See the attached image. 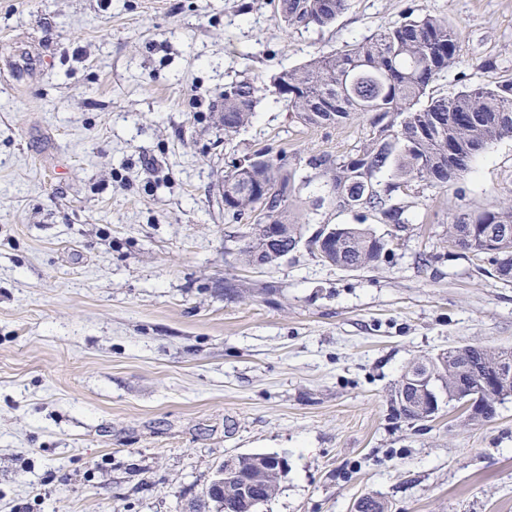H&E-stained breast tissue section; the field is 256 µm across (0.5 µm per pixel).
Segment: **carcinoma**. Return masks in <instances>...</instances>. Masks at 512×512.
<instances>
[{
  "label": "carcinoma",
  "instance_id": "obj_1",
  "mask_svg": "<svg viewBox=\"0 0 512 512\" xmlns=\"http://www.w3.org/2000/svg\"><path fill=\"white\" fill-rule=\"evenodd\" d=\"M288 27H328L348 9V0H278ZM460 60L457 32L434 15L393 23L360 42L345 45L327 55L311 58L299 67L281 72L274 80L275 94L287 102L288 111L308 125H320L322 112L336 114L341 124L355 114L371 116L372 137L348 156L322 154L308 166L325 178L323 193L307 201L305 213L297 207L294 168L285 157L255 152L239 161L224 176L233 190L224 194V212L233 219L252 221L249 240L241 250L243 261L261 259L271 266L281 257L263 250L261 224L278 225L281 247L299 245L303 225L312 214L329 205L339 212H353L359 224H338L328 236L318 229L307 240L308 248L322 262L346 270L377 264L388 243L363 224L372 216L381 224L409 223L408 205L401 188L417 182L443 188L471 172L472 162L503 138H512V82L466 87L451 96L431 92L432 83ZM257 88L249 80L224 86V112L219 122L224 135L233 136L247 126L257 102ZM508 228L495 237L498 258L489 274L512 282V202L496 203L465 214L448 225L449 243L479 260L486 255V230ZM512 361V352L493 351L479 345L452 348L423 355L409 363L438 374L441 390L449 394L463 384L477 388L475 368ZM512 382L497 395L481 398L477 423L491 420L498 405L509 397ZM404 395L409 406L399 415L415 423L422 420L416 388L399 383L392 400ZM283 474L271 472L249 488L250 499L266 503L278 492ZM223 512H248V503L225 487Z\"/></svg>",
  "mask_w": 512,
  "mask_h": 512
}]
</instances>
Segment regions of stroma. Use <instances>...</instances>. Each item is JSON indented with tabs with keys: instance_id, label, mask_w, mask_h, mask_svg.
Here are the masks:
<instances>
[{
	"instance_id": "1",
	"label": "stroma",
	"mask_w": 512,
	"mask_h": 512,
	"mask_svg": "<svg viewBox=\"0 0 512 512\" xmlns=\"http://www.w3.org/2000/svg\"><path fill=\"white\" fill-rule=\"evenodd\" d=\"M425 13L463 53L434 94L512 81V0H349L323 30L278 0H0V512H187L255 453L287 462L259 512H512V398L483 424L391 401L416 357L512 349V283L447 236L512 198V138L413 186L403 228L369 220L390 252L361 270L304 244L244 263L249 221L219 193L257 151L302 177L355 153L369 116L303 124L274 79ZM241 79L257 103L228 140L215 115Z\"/></svg>"
}]
</instances>
